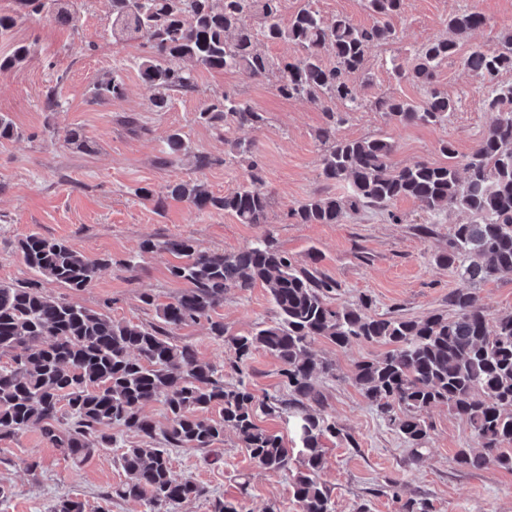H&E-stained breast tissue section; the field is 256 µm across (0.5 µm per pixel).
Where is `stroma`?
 Wrapping results in <instances>:
<instances>
[{"instance_id": "stroma-1", "label": "stroma", "mask_w": 512, "mask_h": 512, "mask_svg": "<svg viewBox=\"0 0 512 512\" xmlns=\"http://www.w3.org/2000/svg\"><path fill=\"white\" fill-rule=\"evenodd\" d=\"M463 9L481 12L488 24L462 40L458 59L437 73V86L457 103L448 121L441 126H396L367 109L350 114L338 127V138H391L393 161L399 166L443 162V140L453 144L458 159L472 152L492 116L484 107V88L461 59L475 46H497L502 32L512 28V0H407L404 14L394 21L396 42L373 46L367 54L370 86H363L358 76L353 83L369 97L394 94L422 102L423 89L397 79L390 61L406 59L428 41L447 36L449 17ZM110 25L109 0H82L78 29L22 19L10 36L0 39V55L20 42L37 45L36 54L23 66L0 72V113L8 115L19 132L14 139L0 141V283L29 276L17 249L20 239L30 234L61 239L88 258L113 260L88 288L74 294L75 302L107 311L117 322L149 324L156 313L141 303V294L150 293L163 304L184 284L170 274L177 257L166 251L141 253L144 239L188 237L203 249L232 253L268 235L298 267L336 282L334 305L364 298L373 313L384 316L449 313L448 296L461 280L437 257L447 251L455 225L466 222L464 212L433 214L407 198L390 206L389 213L401 218L397 224L389 213L373 209L339 224L286 221L287 210L297 203L345 191L319 177L324 147L316 132L325 122L321 108L279 96L270 79L202 70L199 92L173 93L167 111H153L151 93L135 69L148 49L139 40L113 45ZM115 70L125 81L124 98L94 104L93 84ZM50 89L64 102L63 111H44L43 98ZM225 91L264 112L265 125L255 131L223 132L198 122V112ZM71 127L83 130L91 150L64 145L59 134ZM175 131L196 150L213 156L215 165L198 171L184 161H167L165 141ZM229 139L255 143L270 198L266 223L242 224L221 211L200 212L169 194L171 185L190 179L205 182L220 196L235 190L245 167L225 158ZM141 187L150 190V198L138 195ZM158 198L164 199V209H156ZM131 258L136 266L129 271L123 263ZM472 292L489 313L512 311V273L474 283ZM214 317L229 333L245 335L273 321L275 309L265 288L256 286L225 293ZM174 341L192 345L200 361L223 370L226 383L245 381L260 398L287 393L280 365L271 355L254 351L244 370H237L233 350L211 336L207 323L177 331ZM313 350L337 369L336 377L315 380L323 395L320 412L341 431L339 438L326 443L327 462L320 474L331 494L332 512H357L361 505L369 512H399L408 498L429 501L434 512H512V471L495 465L469 470L457 464L458 450L475 445L464 418L444 405L425 411L430 439L416 459L355 385L356 364L384 352V345L355 341L340 348L320 339ZM112 434L115 447L95 451L79 466L47 444L35 428L0 441L9 450L8 462H0V485L8 491L0 499V512H51L63 497L83 501L86 512H147L143 502L111 495L125 479L118 460L121 449L138 442L137 436L118 427ZM169 456L177 476L204 490L178 512H212L219 497L238 500L245 512H267L271 507L299 512L290 477L257 467L232 433H225L223 442L213 447L176 448ZM32 461L37 469H29Z\"/></svg>"}]
</instances>
